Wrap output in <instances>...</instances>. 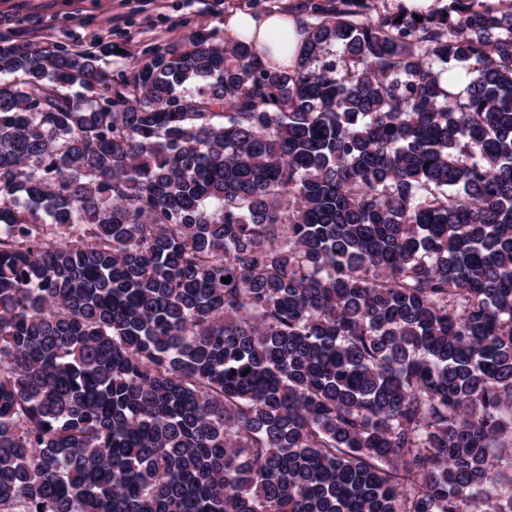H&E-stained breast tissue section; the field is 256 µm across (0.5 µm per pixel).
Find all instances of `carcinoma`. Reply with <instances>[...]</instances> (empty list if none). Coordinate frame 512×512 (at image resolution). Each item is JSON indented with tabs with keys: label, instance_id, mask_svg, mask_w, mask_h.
I'll return each mask as SVG.
<instances>
[{
	"label": "carcinoma",
	"instance_id": "carcinoma-1",
	"mask_svg": "<svg viewBox=\"0 0 512 512\" xmlns=\"http://www.w3.org/2000/svg\"><path fill=\"white\" fill-rule=\"evenodd\" d=\"M284 10L0 36V512H512V0ZM248 1L151 0L145 6V0H0V32L31 41L29 32L37 25L55 44L111 41L112 57L104 65L111 78L140 59L151 44L176 43L195 30L214 35L224 46L233 43L229 38L250 43L269 66L290 67L305 42L302 22L286 13L245 12H255ZM205 8L210 10H200ZM117 16L124 18L116 27ZM41 30H32V35L44 40ZM279 30L287 33L286 42L272 40L271 34Z\"/></svg>",
	"mask_w": 512,
	"mask_h": 512
}]
</instances>
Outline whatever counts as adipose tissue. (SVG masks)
Wrapping results in <instances>:
<instances>
[{
    "mask_svg": "<svg viewBox=\"0 0 512 512\" xmlns=\"http://www.w3.org/2000/svg\"><path fill=\"white\" fill-rule=\"evenodd\" d=\"M224 30L233 41L252 44L272 67L292 65L305 42L301 21L285 13L233 11L224 20Z\"/></svg>",
    "mask_w": 512,
    "mask_h": 512,
    "instance_id": "obj_1",
    "label": "adipose tissue"
}]
</instances>
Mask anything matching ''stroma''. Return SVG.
<instances>
[{
  "mask_svg": "<svg viewBox=\"0 0 512 512\" xmlns=\"http://www.w3.org/2000/svg\"><path fill=\"white\" fill-rule=\"evenodd\" d=\"M248 0H0V32L26 40L39 27L56 44L111 42L109 75L128 69L158 41L174 43L196 30L228 44L224 17Z\"/></svg>",
  "mask_w": 512,
  "mask_h": 512,
  "instance_id": "1",
  "label": "stroma"
}]
</instances>
